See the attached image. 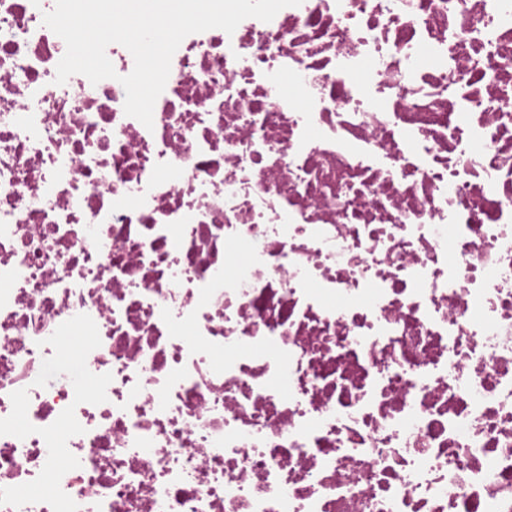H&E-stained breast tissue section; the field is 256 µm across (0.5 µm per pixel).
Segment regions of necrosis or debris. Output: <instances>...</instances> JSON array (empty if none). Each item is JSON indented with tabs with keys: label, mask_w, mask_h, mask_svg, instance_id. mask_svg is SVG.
<instances>
[{
	"label": "necrosis or debris",
	"mask_w": 512,
	"mask_h": 512,
	"mask_svg": "<svg viewBox=\"0 0 512 512\" xmlns=\"http://www.w3.org/2000/svg\"><path fill=\"white\" fill-rule=\"evenodd\" d=\"M55 7L0 0V512H512V0L188 35L149 128Z\"/></svg>",
	"instance_id": "obj_1"
}]
</instances>
